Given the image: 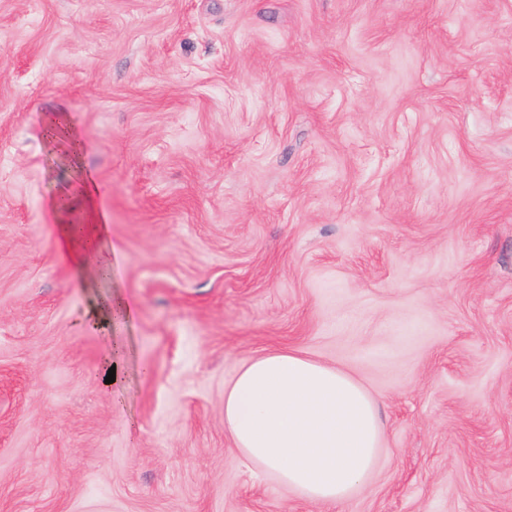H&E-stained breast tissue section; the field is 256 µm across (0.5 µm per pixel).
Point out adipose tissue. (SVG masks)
<instances>
[{
	"label": "adipose tissue",
	"mask_w": 512,
	"mask_h": 512,
	"mask_svg": "<svg viewBox=\"0 0 512 512\" xmlns=\"http://www.w3.org/2000/svg\"><path fill=\"white\" fill-rule=\"evenodd\" d=\"M224 427L246 458L324 505L372 473L382 440L378 403L356 380L291 350L241 366L224 390Z\"/></svg>",
	"instance_id": "obj_1"
}]
</instances>
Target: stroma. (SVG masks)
I'll list each match as a JSON object with an SVG mask.
<instances>
[{
	"mask_svg": "<svg viewBox=\"0 0 512 512\" xmlns=\"http://www.w3.org/2000/svg\"><path fill=\"white\" fill-rule=\"evenodd\" d=\"M277 349L379 405L340 505L224 429ZM0 512H512V0H0Z\"/></svg>",
	"mask_w": 512,
	"mask_h": 512,
	"instance_id": "1",
	"label": "stroma"
}]
</instances>
